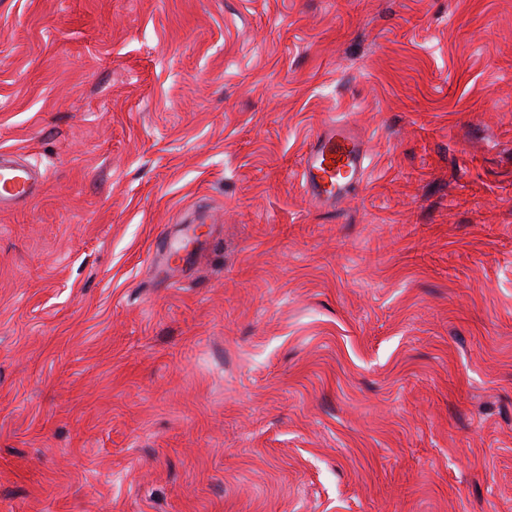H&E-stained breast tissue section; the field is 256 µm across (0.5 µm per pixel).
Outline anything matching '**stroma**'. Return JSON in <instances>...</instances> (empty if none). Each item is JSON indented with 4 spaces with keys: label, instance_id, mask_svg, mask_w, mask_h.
Here are the masks:
<instances>
[{
    "label": "stroma",
    "instance_id": "35a3bbf8",
    "mask_svg": "<svg viewBox=\"0 0 512 512\" xmlns=\"http://www.w3.org/2000/svg\"><path fill=\"white\" fill-rule=\"evenodd\" d=\"M1 149L0 512H512V0H0ZM364 139L344 121H332L301 159L302 184L317 204L331 206L366 174ZM44 182L42 172L28 164L17 151L0 152V210L25 202Z\"/></svg>",
    "mask_w": 512,
    "mask_h": 512
}]
</instances>
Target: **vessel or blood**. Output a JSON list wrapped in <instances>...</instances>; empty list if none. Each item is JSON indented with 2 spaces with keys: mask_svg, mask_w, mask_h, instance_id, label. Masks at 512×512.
<instances>
[{
  "mask_svg": "<svg viewBox=\"0 0 512 512\" xmlns=\"http://www.w3.org/2000/svg\"><path fill=\"white\" fill-rule=\"evenodd\" d=\"M366 160L364 139L346 122H330L302 156V183L317 204L332 205L363 181ZM43 182L42 172L20 153L0 152V210L25 202Z\"/></svg>",
  "mask_w": 512,
  "mask_h": 512,
  "instance_id": "1",
  "label": "vessel or blood"
}]
</instances>
